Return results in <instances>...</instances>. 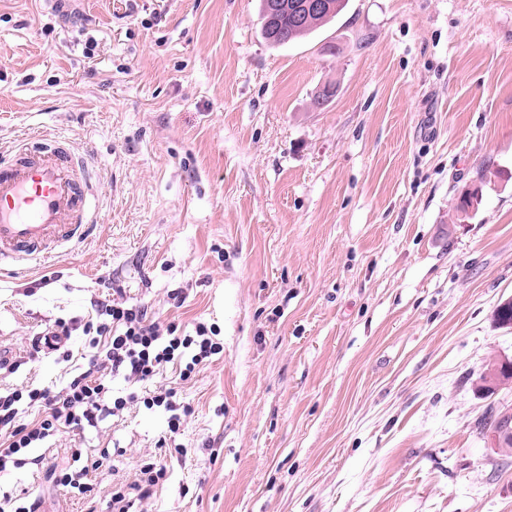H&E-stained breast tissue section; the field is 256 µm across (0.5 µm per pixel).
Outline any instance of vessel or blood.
<instances>
[{"instance_id":"1","label":"vessel or blood","mask_w":512,"mask_h":512,"mask_svg":"<svg viewBox=\"0 0 512 512\" xmlns=\"http://www.w3.org/2000/svg\"><path fill=\"white\" fill-rule=\"evenodd\" d=\"M87 159L64 139L35 135L0 163V271L43 262L50 239L72 246L97 220Z\"/></svg>"}]
</instances>
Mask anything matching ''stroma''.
<instances>
[{
  "instance_id": "1",
  "label": "stroma",
  "mask_w": 512,
  "mask_h": 512,
  "mask_svg": "<svg viewBox=\"0 0 512 512\" xmlns=\"http://www.w3.org/2000/svg\"><path fill=\"white\" fill-rule=\"evenodd\" d=\"M336 96L310 106L326 83ZM75 143L98 222L0 273V387L63 386L114 292L224 344L191 414L125 411L7 467L39 512H111L169 437L143 512H512V461L478 424L512 413V0H349L284 48L258 0H0V158L27 134ZM492 173L480 209L459 194ZM65 323L63 349L32 340ZM119 446L92 499L52 472ZM487 179L486 174H481L479 180L480 184L485 183ZM477 185L473 189H467L460 197L459 203L456 207L458 217L463 221L469 219L471 214L478 211L483 201L482 186ZM507 365H510V368ZM509 380L512 382V363L496 358L491 359L479 378L480 388L488 393H494L508 385Z\"/></svg>"
}]
</instances>
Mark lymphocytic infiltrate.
I'll use <instances>...</instances> for the list:
<instances>
[{"label": "lymphocytic infiltrate", "instance_id": "f902f5d3", "mask_svg": "<svg viewBox=\"0 0 512 512\" xmlns=\"http://www.w3.org/2000/svg\"><path fill=\"white\" fill-rule=\"evenodd\" d=\"M104 322L87 325L92 355L89 367L62 387L13 388L0 392V471L21 465L23 456L52 439L64 428H95L106 417H117L131 406L168 414L167 425L176 433L184 426L178 390L154 386L165 369L188 380L199 366L223 352L205 324L194 334H182L176 324H162L147 309L124 298L100 304ZM38 408L39 414L18 422L22 409ZM163 461L144 465L129 484L112 491L114 512H133L159 482L165 479Z\"/></svg>", "mask_w": 512, "mask_h": 512}]
</instances>
